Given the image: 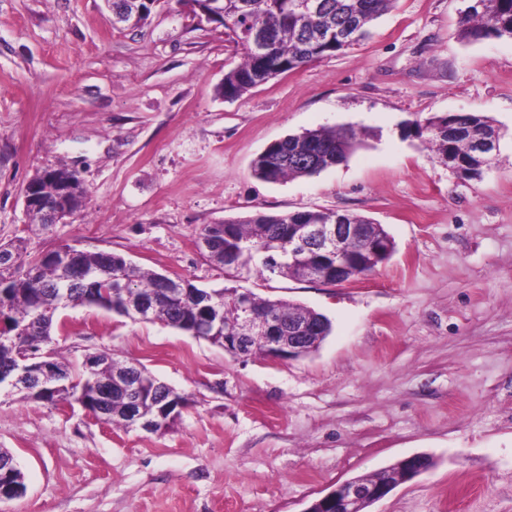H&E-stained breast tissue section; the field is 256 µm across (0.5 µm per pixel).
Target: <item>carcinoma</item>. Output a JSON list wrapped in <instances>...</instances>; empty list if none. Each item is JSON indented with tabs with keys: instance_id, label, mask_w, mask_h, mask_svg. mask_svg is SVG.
Instances as JSON below:
<instances>
[{
	"instance_id": "carcinoma-1",
	"label": "carcinoma",
	"mask_w": 512,
	"mask_h": 512,
	"mask_svg": "<svg viewBox=\"0 0 512 512\" xmlns=\"http://www.w3.org/2000/svg\"><path fill=\"white\" fill-rule=\"evenodd\" d=\"M311 12L295 8L294 0H222L224 29L241 46L254 29L269 34L266 55L257 59L244 52L243 60L224 74V98L235 100L270 80L298 70L309 62L329 58L347 49L341 39L345 31L364 40L372 23L392 7L394 0H316ZM512 34V0H470L461 18L459 36L468 41L500 38ZM414 133L440 158L448 159V169L457 177L473 180L482 173L459 172L467 162L469 142L494 131L491 120L480 113L446 114L413 123ZM362 144L353 128L308 129L269 144L252 162L253 173L269 182L312 176L334 167ZM341 217L346 224H370L368 217L332 211H303L283 214L255 212L243 219L207 224L201 234L214 239L209 257L229 271L244 268L288 275V225L334 224ZM252 248L248 254L241 246ZM19 247L8 245L10 264L0 263V383L13 379L16 355L22 350L44 351L53 342L55 314L79 305L96 306L120 316L146 322L159 321L173 328L224 346V328L235 319L222 290L206 291L181 278L182 292L159 295L163 274L142 268L111 252L76 250L71 256V272H63L52 254L25 263L15 261ZM143 298L154 302L153 315L142 318L131 312L128 301ZM254 307L273 312L283 320L302 310L329 335L331 323L323 314L286 301L253 297ZM25 331L15 335L18 328ZM53 372L46 376L39 392L14 389L24 399L50 405L82 402L92 409L103 392L109 393L106 423L124 426L125 390L119 380L131 373L158 382L146 370L104 352L94 367L78 373L64 361L52 360Z\"/></svg>"
}]
</instances>
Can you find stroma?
Wrapping results in <instances>:
<instances>
[{
	"label": "stroma",
	"mask_w": 512,
	"mask_h": 512,
	"mask_svg": "<svg viewBox=\"0 0 512 512\" xmlns=\"http://www.w3.org/2000/svg\"><path fill=\"white\" fill-rule=\"evenodd\" d=\"M468 4L396 0L369 39L230 101L224 74L242 50L178 0L138 29L112 28L105 0H0V244L26 260L112 252L332 323L315 353L274 361L159 322L60 310L52 347L74 370L105 350L189 403L149 434L1 387L0 448L26 492L0 512H305L336 482L417 453L434 467L370 512H512V39L460 40ZM473 112L499 129V152L462 180L408 126ZM319 127L367 137L316 176L253 174L268 144ZM60 166L88 197L44 228L24 189ZM306 210L367 216L394 251L336 286L232 278L196 245L207 224Z\"/></svg>",
	"instance_id": "1"
}]
</instances>
